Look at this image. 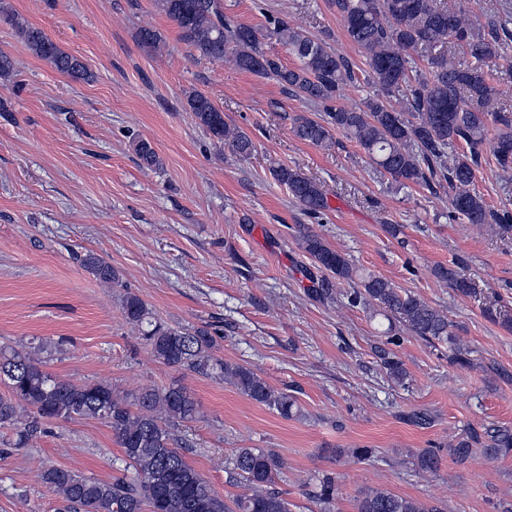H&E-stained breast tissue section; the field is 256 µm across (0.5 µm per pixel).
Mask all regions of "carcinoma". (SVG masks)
Returning <instances> with one entry per match:
<instances>
[{"label":"carcinoma","instance_id":"obj_1","mask_svg":"<svg viewBox=\"0 0 512 512\" xmlns=\"http://www.w3.org/2000/svg\"><path fill=\"white\" fill-rule=\"evenodd\" d=\"M157 6L180 29L181 40L201 56L229 60L259 77L272 78L292 95L314 102L323 112L295 118V135L312 145L329 147L340 132L355 141L377 168L401 185L448 184V201L470 224H496L512 231V214L500 213L470 189L479 165L480 151L489 126L495 127L493 154L499 167L512 170V108L489 107L495 95L493 77L480 63L500 56L512 41V30L502 23H488L482 31L469 22L472 0L450 7L441 0H332L347 39L364 53L368 81L378 92L359 109L336 105L343 86L354 81L351 62L322 39H313L279 18L269 19V35L290 46L299 65L288 68L263 48L256 29L224 15L221 0H156ZM3 20L39 58L58 72L77 79L88 78L86 65L52 41L40 28L22 24L14 15ZM474 60H454L455 51ZM426 58L428 73L416 72V55ZM397 99L402 110L392 105ZM187 105L194 119L215 140L242 158L254 145L247 132L232 129L224 112L201 92H192ZM466 150L449 154L458 143ZM134 150L146 164L157 163L150 143L134 141ZM274 179L286 186L301 210L318 218L328 209L322 185L300 170L281 164L272 169ZM300 242L314 266L328 277L310 289L318 299L335 293L333 280L357 285L349 294L353 304L373 302L388 317L405 325L415 336L453 345V359L470 364V351L457 342L453 324L440 310L416 296L404 293L390 281L374 274L361 275L350 261L330 247L309 227L300 228ZM80 265L97 280L110 286L119 283L117 270L100 255L77 256ZM435 276L461 293L470 283L460 269L440 266ZM122 312L138 326L141 339L154 358L169 367L224 381L239 393L283 418L293 416L296 397L273 389L254 370L230 363L214 354V341L204 328L189 331L169 326L157 318L137 295L121 298ZM379 359L386 374L401 383L406 378L402 362L385 351ZM0 427L16 430L20 446L41 428L42 422L94 417L112 427L123 449L130 474L113 481H98L70 470L49 466L42 474L65 503L64 512H291L283 493L276 488L284 468L281 457L262 448H239L227 470L250 493L227 503L185 460L174 446L172 429L192 421L198 404L187 387L148 388L127 401L100 383H73L43 370L41 361L12 347L0 348ZM495 457L512 451V429L499 427L480 435L471 431L450 449L460 463L470 458L473 445ZM415 465L425 473L440 469L441 457L432 449L415 455ZM334 479L321 481L316 500L329 510L336 500ZM357 512H442L436 505L401 497L379 489L364 491Z\"/></svg>","mask_w":512,"mask_h":512}]
</instances>
